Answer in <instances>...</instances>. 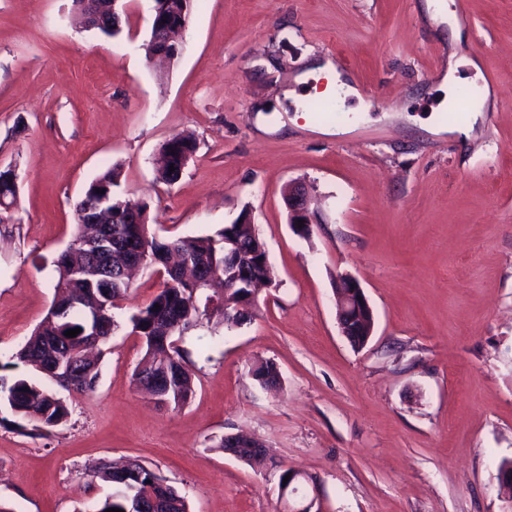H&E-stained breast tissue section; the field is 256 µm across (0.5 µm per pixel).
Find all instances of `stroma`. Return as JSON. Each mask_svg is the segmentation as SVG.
Here are the masks:
<instances>
[{"mask_svg": "<svg viewBox=\"0 0 512 512\" xmlns=\"http://www.w3.org/2000/svg\"><path fill=\"white\" fill-rule=\"evenodd\" d=\"M463 29L424 19L425 0H193L185 50L151 63L153 0H122V31L82 27L72 0H0V165L18 192L0 208V366L50 308L74 205L118 166V194L149 205L165 240L217 236L248 213L275 281L250 321L203 316L178 338L194 393L154 403L134 372L131 318L162 279L135 277L114 309L93 392L42 379L68 419L29 432L0 405V504L90 512L111 493L100 462L133 458L189 512H512V0H446ZM494 90L449 132L437 105L450 60ZM332 58L369 102L318 119L284 98L312 60ZM196 152L177 183L155 180L173 135ZM305 183L318 221L289 222L284 191ZM361 284L374 314L354 347L336 321L335 281ZM280 380L261 385L254 369ZM262 442L251 466L225 435ZM300 473L281 498L282 471Z\"/></svg>", "mask_w": 512, "mask_h": 512, "instance_id": "1", "label": "stroma"}]
</instances>
